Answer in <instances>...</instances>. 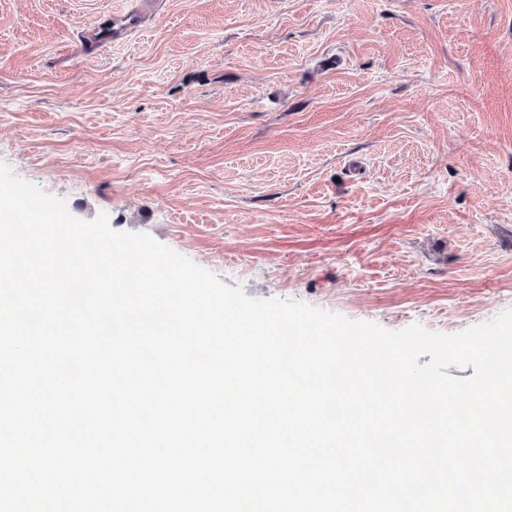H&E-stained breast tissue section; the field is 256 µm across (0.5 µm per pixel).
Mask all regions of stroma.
<instances>
[{
    "instance_id": "1",
    "label": "stroma",
    "mask_w": 512,
    "mask_h": 512,
    "mask_svg": "<svg viewBox=\"0 0 512 512\" xmlns=\"http://www.w3.org/2000/svg\"><path fill=\"white\" fill-rule=\"evenodd\" d=\"M0 0V161L241 286L388 330L512 309V0ZM142 20L141 12L136 9H122L105 12L100 15L95 26L82 35L86 44L100 49L106 45L126 41L136 31Z\"/></svg>"
}]
</instances>
